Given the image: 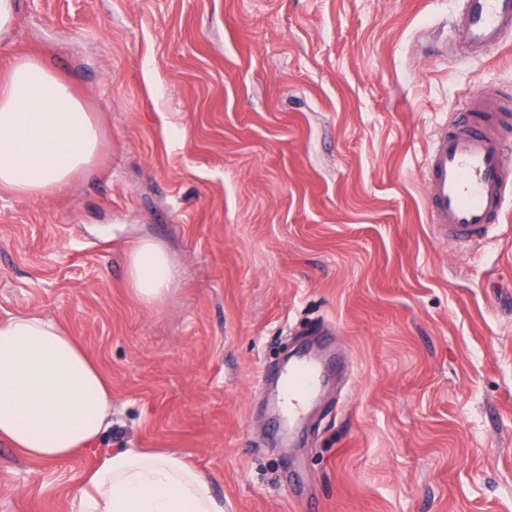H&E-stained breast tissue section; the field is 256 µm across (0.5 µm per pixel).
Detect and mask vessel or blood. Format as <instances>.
Instances as JSON below:
<instances>
[{
    "label": "vessel or blood",
    "mask_w": 512,
    "mask_h": 512,
    "mask_svg": "<svg viewBox=\"0 0 512 512\" xmlns=\"http://www.w3.org/2000/svg\"><path fill=\"white\" fill-rule=\"evenodd\" d=\"M459 41L476 55L512 45V0H462ZM427 206L435 229L454 244H480L502 222L512 195V101L487 107L472 97L451 113L429 151ZM324 359L301 356L290 364L284 390L288 421L299 418L317 389Z\"/></svg>",
    "instance_id": "obj_1"
}]
</instances>
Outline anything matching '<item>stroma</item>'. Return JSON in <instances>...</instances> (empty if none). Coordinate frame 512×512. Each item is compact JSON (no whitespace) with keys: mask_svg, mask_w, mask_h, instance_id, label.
I'll list each match as a JSON object with an SVG mask.
<instances>
[{"mask_svg":"<svg viewBox=\"0 0 512 512\" xmlns=\"http://www.w3.org/2000/svg\"><path fill=\"white\" fill-rule=\"evenodd\" d=\"M461 0H18L0 76L44 59L101 130L92 172L0 191V319L39 312L112 381L105 448L194 463L224 512H512V199L487 242L429 222L450 109L512 88ZM147 238L177 273L148 307ZM333 329L294 446L269 397ZM96 463L0 441V512H74ZM176 277L168 254L151 240L138 241L130 250L127 262L128 283L145 305L164 300Z\"/></svg>","mask_w":512,"mask_h":512,"instance_id":"stroma-1","label":"stroma"}]
</instances>
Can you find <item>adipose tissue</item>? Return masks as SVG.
I'll use <instances>...</instances> for the list:
<instances>
[{
	"mask_svg": "<svg viewBox=\"0 0 512 512\" xmlns=\"http://www.w3.org/2000/svg\"><path fill=\"white\" fill-rule=\"evenodd\" d=\"M99 143L69 83L43 61L16 58L0 78V189L48 196L92 168ZM175 277L153 241L131 248L128 283L143 304L164 300ZM111 424L112 384L76 337L38 314L0 321V440L31 460H63L95 450ZM72 499L75 512H224L203 472L144 448L100 452Z\"/></svg>",
	"mask_w": 512,
	"mask_h": 512,
	"instance_id": "ef3b65f1",
	"label": "adipose tissue"
}]
</instances>
